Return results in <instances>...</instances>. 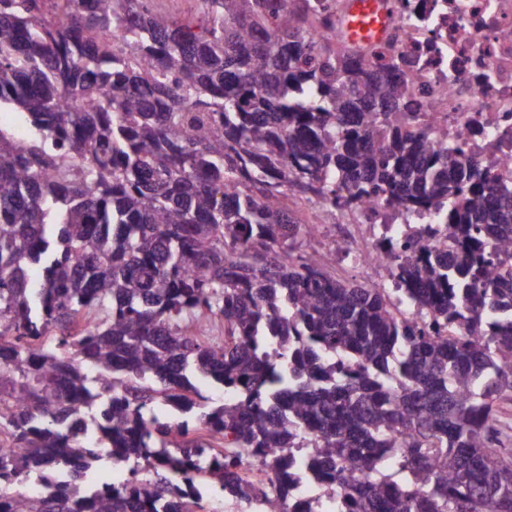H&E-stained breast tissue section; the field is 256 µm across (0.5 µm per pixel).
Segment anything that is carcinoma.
Segmentation results:
<instances>
[{
	"label": "carcinoma",
	"instance_id": "obj_1",
	"mask_svg": "<svg viewBox=\"0 0 512 512\" xmlns=\"http://www.w3.org/2000/svg\"><path fill=\"white\" fill-rule=\"evenodd\" d=\"M202 4L0 0L32 131L0 127V512H196L207 475L315 512L301 471L325 512H512V187L331 45L325 0ZM292 196L428 223L379 225L358 284L298 252ZM100 448L124 482L91 484ZM155 3L161 10L182 17H195L201 8L200 0H155Z\"/></svg>",
	"mask_w": 512,
	"mask_h": 512
}]
</instances>
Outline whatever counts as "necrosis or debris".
<instances>
[{
    "instance_id": "obj_1",
    "label": "necrosis or debris",
    "mask_w": 512,
    "mask_h": 512,
    "mask_svg": "<svg viewBox=\"0 0 512 512\" xmlns=\"http://www.w3.org/2000/svg\"><path fill=\"white\" fill-rule=\"evenodd\" d=\"M375 48L424 119L512 184V0H387Z\"/></svg>"
}]
</instances>
